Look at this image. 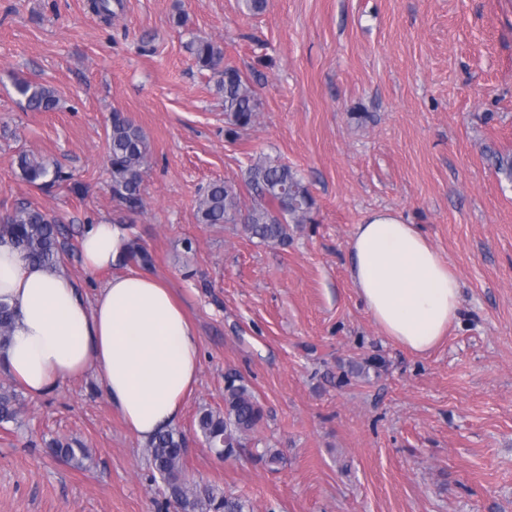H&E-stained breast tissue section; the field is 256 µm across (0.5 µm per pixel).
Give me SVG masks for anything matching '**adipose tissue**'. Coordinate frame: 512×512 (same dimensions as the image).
<instances>
[{"instance_id": "ef3b65f1", "label": "adipose tissue", "mask_w": 512, "mask_h": 512, "mask_svg": "<svg viewBox=\"0 0 512 512\" xmlns=\"http://www.w3.org/2000/svg\"><path fill=\"white\" fill-rule=\"evenodd\" d=\"M129 232L108 220L85 224L84 269L110 272L94 300L58 271L0 241V299L14 314L0 367L30 398L96 370L104 392L141 441L182 415L200 372L194 326L165 281L127 266ZM353 288L385 336L416 353L457 323L460 285L446 257L388 210L371 213L348 243Z\"/></svg>"}]
</instances>
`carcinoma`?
Wrapping results in <instances>:
<instances>
[{
  "instance_id": "obj_1",
  "label": "carcinoma",
  "mask_w": 512,
  "mask_h": 512,
  "mask_svg": "<svg viewBox=\"0 0 512 512\" xmlns=\"http://www.w3.org/2000/svg\"><path fill=\"white\" fill-rule=\"evenodd\" d=\"M187 49L197 64L215 68L224 58V49L210 38H195ZM16 92L32 112L58 109L57 91L28 80L14 83ZM223 98L227 120L225 134L233 139L253 127L258 118V99L249 81L234 66L226 65L216 81ZM107 153L112 175V196L130 213L143 210L144 176L150 158L146 136L124 112L112 111L107 133ZM16 166L22 179L33 186L68 182L72 175L59 166L51 167L42 158L21 153ZM242 182L251 198L246 205L241 190L224 181L208 184L196 202V220L200 224H238L242 231L263 242L288 243L290 225L312 222L315 199L297 170L268 156H260L246 168ZM23 252L34 264L59 269L65 253L64 229L59 220L39 207L27 205L0 218V240ZM13 328V312L0 301V344L7 341ZM22 404L17 392L0 385V424L17 421ZM263 420V410L247 385L237 377L226 378L224 411L204 410L197 428L213 448L224 449L229 456L242 447ZM149 464L165 487V508L174 512H251L247 501L227 496L213 485H201L184 477L185 445L183 437L172 431L158 433L149 443ZM53 452L75 468L83 466L89 455L86 448L54 442Z\"/></svg>"
}]
</instances>
